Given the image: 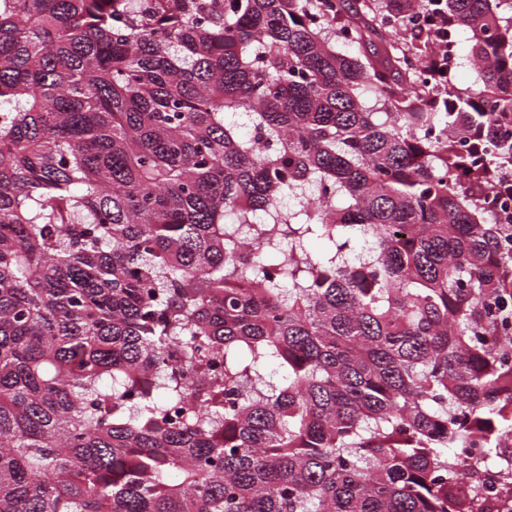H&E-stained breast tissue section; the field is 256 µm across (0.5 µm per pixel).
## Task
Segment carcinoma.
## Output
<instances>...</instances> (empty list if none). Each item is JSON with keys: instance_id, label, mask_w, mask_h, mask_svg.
<instances>
[{"instance_id": "carcinoma-1", "label": "carcinoma", "mask_w": 512, "mask_h": 512, "mask_svg": "<svg viewBox=\"0 0 512 512\" xmlns=\"http://www.w3.org/2000/svg\"><path fill=\"white\" fill-rule=\"evenodd\" d=\"M365 9L0 0V512L512 494V0ZM447 44L445 42L440 43L439 48L436 53V58L440 63V56L441 53L445 48H447ZM444 56V63L446 68L448 69V72L450 73H456L459 70V64H458V55L457 51L455 49V46L448 47V50L445 49V51L442 53ZM441 65V63H440ZM475 76L472 74L467 68L463 67L460 68L458 73V81L463 87L474 85L475 83Z\"/></svg>"}]
</instances>
